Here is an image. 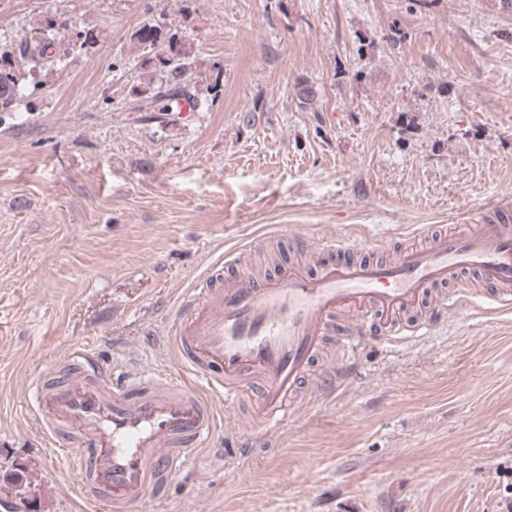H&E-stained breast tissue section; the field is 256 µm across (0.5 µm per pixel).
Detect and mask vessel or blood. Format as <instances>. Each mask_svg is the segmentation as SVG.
<instances>
[{"mask_svg":"<svg viewBox=\"0 0 512 512\" xmlns=\"http://www.w3.org/2000/svg\"><path fill=\"white\" fill-rule=\"evenodd\" d=\"M332 256L317 276L290 268L276 278L197 279L176 311L169 347L184 377L107 368L80 347L65 360L67 377L32 386L34 415L66 463L90 512H137L177 463L210 447L216 404L238 403L244 374L263 382L261 423L283 425L302 378L319 356L339 313L351 336L375 328L385 336L420 331L402 323L430 288L473 271L502 305L512 304V226L482 220L466 232L429 234L387 262L363 258V243L321 242Z\"/></svg>","mask_w":512,"mask_h":512,"instance_id":"b4317fda","label":"vessel or blood"}]
</instances>
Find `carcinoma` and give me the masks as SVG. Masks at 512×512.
<instances>
[{
	"label": "carcinoma",
	"instance_id": "cac0c4a2",
	"mask_svg": "<svg viewBox=\"0 0 512 512\" xmlns=\"http://www.w3.org/2000/svg\"><path fill=\"white\" fill-rule=\"evenodd\" d=\"M132 40L141 52L142 67L148 73L146 81L130 88L133 109L149 113L176 114L186 102L192 111L202 109L204 102L195 80V60L178 32L165 21H154L137 29ZM99 41L92 28L77 29L66 17H48L39 21L18 37L0 39V124L7 123L17 112L21 90H36L44 84L43 71L62 63L77 50L90 48ZM3 487L10 490L18 509L30 508V490L24 482V470H8L0 475Z\"/></svg>",
	"mask_w": 512,
	"mask_h": 512
}]
</instances>
